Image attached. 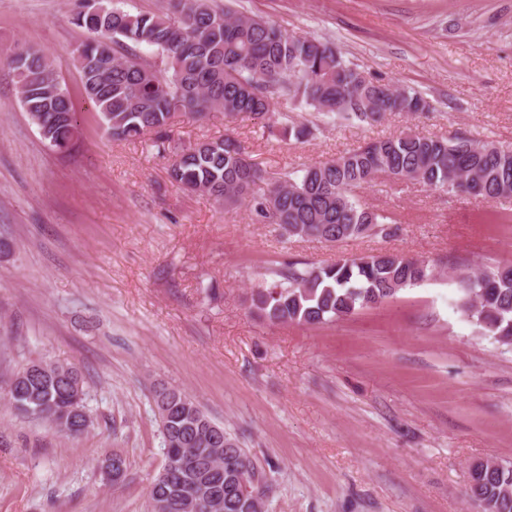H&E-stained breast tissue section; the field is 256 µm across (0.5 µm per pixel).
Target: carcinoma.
Masks as SVG:
<instances>
[{
  "mask_svg": "<svg viewBox=\"0 0 512 512\" xmlns=\"http://www.w3.org/2000/svg\"><path fill=\"white\" fill-rule=\"evenodd\" d=\"M74 23L89 39L72 53L84 92L114 139L153 136L166 151L176 113L202 116L246 114L265 128L274 105L312 111L366 126L392 113L423 114L431 103L417 90L370 78L330 43L290 34L261 17L211 0H171L160 14L110 8L92 15L79 0ZM151 49L149 60L143 49ZM19 100L44 141L68 151L77 129L74 104L60 82L61 62L38 49L11 57ZM171 182L226 206L247 204L286 238L342 242L397 229L388 216L361 203L358 191L380 178L411 181L447 193L494 201L512 196V149L495 141L453 140L411 129L369 140L333 160L285 169L270 176L236 139L204 140L180 148L168 167ZM266 184L263 192L255 187ZM436 268L399 253L381 252L301 269L290 263L281 280L252 292L251 313L270 323L320 325L381 304L409 286L434 278ZM457 310L477 329L512 344V265L457 276ZM5 395L18 412L41 419L71 438L83 434L66 412L74 397L85 401L84 379L74 366L46 368L23 380L14 375ZM169 398L193 400L181 389L155 391L156 412ZM169 480L154 481L148 501L154 512H180L165 502L196 503L185 512H251L228 495V487L251 482L265 470L230 437L219 442L192 418L159 419ZM230 452L246 460L224 466ZM468 497L489 504L512 501V467L484 462L472 467Z\"/></svg>",
  "mask_w": 512,
  "mask_h": 512,
  "instance_id": "1",
  "label": "carcinoma"
}]
</instances>
